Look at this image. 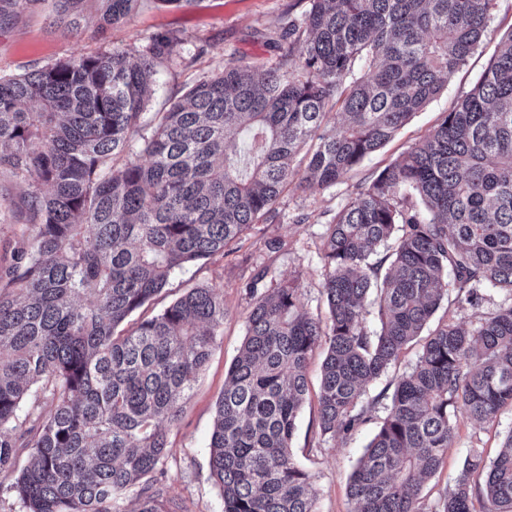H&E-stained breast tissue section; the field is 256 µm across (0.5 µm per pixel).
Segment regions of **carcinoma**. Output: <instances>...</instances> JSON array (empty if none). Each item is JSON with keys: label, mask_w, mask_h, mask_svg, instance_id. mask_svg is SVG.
Returning a JSON list of instances; mask_svg holds the SVG:
<instances>
[{"label": "carcinoma", "mask_w": 512, "mask_h": 512, "mask_svg": "<svg viewBox=\"0 0 512 512\" xmlns=\"http://www.w3.org/2000/svg\"><path fill=\"white\" fill-rule=\"evenodd\" d=\"M82 2L56 0L61 27L80 28ZM137 2L96 0L100 24L121 23ZM309 3L278 33L281 67L226 65L155 113L141 136L146 163L126 156L128 143L157 68L182 58L184 33L0 77V169L30 186L13 210L30 233L0 268V491L21 512H170L142 480L165 474V427L210 358L224 293L198 286L132 316L176 271L274 216L290 183H343L440 94L497 8ZM240 133L248 152L228 151ZM304 146L305 168L290 167ZM322 260L324 319L301 307L295 281L261 291L263 270L245 285L254 302L210 442L224 512H317L291 452L316 347L326 348L327 441L369 420L366 386L419 341L350 477L353 512H512V431L488 463L472 450L435 502L419 496L458 415L484 423L512 408V30L434 129L350 196L323 234ZM489 288L507 299L485 314ZM372 294L375 335L365 326ZM467 306L469 327L457 318Z\"/></svg>", "instance_id": "cac0c4a2"}]
</instances>
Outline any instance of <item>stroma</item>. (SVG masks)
<instances>
[{
	"instance_id": "35a3bbf8",
	"label": "stroma",
	"mask_w": 512,
	"mask_h": 512,
	"mask_svg": "<svg viewBox=\"0 0 512 512\" xmlns=\"http://www.w3.org/2000/svg\"><path fill=\"white\" fill-rule=\"evenodd\" d=\"M308 0H195L176 9L158 0H142L121 25L99 29L95 10H87L86 22L75 33H65L51 23V0H34L28 8L0 24V76L19 75L33 67L73 53L96 54L120 47L139 49L158 33L180 30L192 42L184 63L163 64L154 77V93L147 113L179 100L201 77L225 65L280 66L283 52L272 42L288 17L299 18ZM512 28V0H499L488 32L477 50L459 71L450 75L442 92L397 134L393 141L366 158L342 184L301 191L286 188L278 214L253 225L242 238L229 241L221 254L177 272L169 286L146 309L153 315L168 306L185 289L217 286L224 292V328L212 355L186 396L176 423L168 426V464L163 480L164 496L178 505V512H223L219 486L211 476L209 444L216 402L224 380L246 336V320L252 300L244 284L259 269H267V287L295 280L301 286L300 303L312 315H325L321 294L324 267L321 237L326 224L356 188L368 185L388 164L428 134L443 113L468 92L480 78L496 51L500 36ZM280 240L279 250L265 243ZM419 344L408 346L387 374L370 383L365 392L373 408L367 423L346 439L323 442L318 435L317 393L324 348H317L307 367V394L297 419L292 453L318 491V512H352L348 495L350 476L366 446L379 430L394 383L415 363ZM512 431V411L502 410L496 419L476 423L458 417L452 444L439 471L421 490L428 500L454 484L471 449L494 458L502 439Z\"/></svg>"
}]
</instances>
